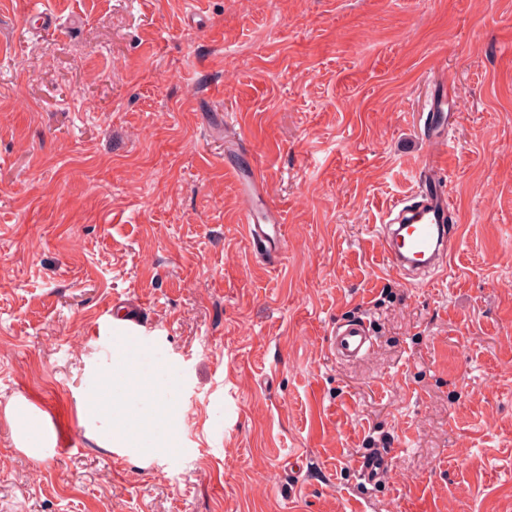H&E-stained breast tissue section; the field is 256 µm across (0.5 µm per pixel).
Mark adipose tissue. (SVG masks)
Returning a JSON list of instances; mask_svg holds the SVG:
<instances>
[{
    "mask_svg": "<svg viewBox=\"0 0 512 512\" xmlns=\"http://www.w3.org/2000/svg\"><path fill=\"white\" fill-rule=\"evenodd\" d=\"M123 372L115 378L111 371L100 372L98 382L90 396L94 412L109 420V435L112 444L129 448L138 444L150 445L152 453H162L166 445V431L172 430L178 420L176 404L159 398L160 387L154 375L142 373L127 352H119L114 358ZM157 396L150 416L141 413H126L124 406L128 398L137 395Z\"/></svg>",
    "mask_w": 512,
    "mask_h": 512,
    "instance_id": "ef3b65f1",
    "label": "adipose tissue"
}]
</instances>
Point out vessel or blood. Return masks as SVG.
Instances as JSON below:
<instances>
[{"label":"vessel or blood","mask_w":512,"mask_h":512,"mask_svg":"<svg viewBox=\"0 0 512 512\" xmlns=\"http://www.w3.org/2000/svg\"><path fill=\"white\" fill-rule=\"evenodd\" d=\"M443 106V99L432 98V112L424 126L429 142L446 139L457 123L456 113L444 111ZM420 181L417 192L393 201L378 230L391 267L404 276L446 269L453 240L445 164L437 160L425 163ZM236 184L243 201L244 228L251 248L268 263L278 264L284 250V227L264 202L263 181L255 175H241ZM117 314L124 323L127 349L143 369L153 368L161 355L153 338L139 329L138 314L123 306L118 307ZM375 346L369 323L357 316L339 319L327 338L328 351L346 364L363 360ZM390 463L389 454L371 451L359 462L358 476L365 484H377Z\"/></svg>","instance_id":"1"}]
</instances>
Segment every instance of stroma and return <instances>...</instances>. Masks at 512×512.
<instances>
[{"label": "stroma", "mask_w": 512, "mask_h": 512, "mask_svg": "<svg viewBox=\"0 0 512 512\" xmlns=\"http://www.w3.org/2000/svg\"><path fill=\"white\" fill-rule=\"evenodd\" d=\"M437 81L458 217L413 284L374 227ZM116 297L187 375L151 460L85 409ZM353 315L377 347L342 365ZM0 512H512V0H0ZM236 184L243 201L242 222L251 248L268 263L277 265L284 250V227L263 201V181L256 173L247 177L239 173ZM376 339L370 324L357 316L341 318L327 337V349L336 360L354 364L367 357L375 348ZM391 455L373 450L366 454L358 464V476L364 484L376 485L389 468Z\"/></svg>", "instance_id": "stroma-1"}]
</instances>
